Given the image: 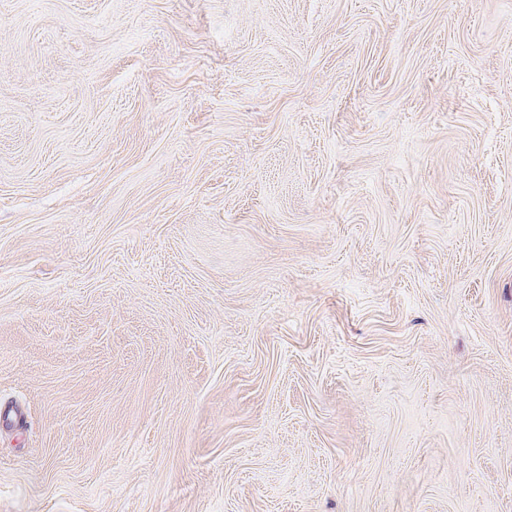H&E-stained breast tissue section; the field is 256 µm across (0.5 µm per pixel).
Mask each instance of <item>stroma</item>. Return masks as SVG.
I'll use <instances>...</instances> for the list:
<instances>
[{
    "instance_id": "obj_1",
    "label": "stroma",
    "mask_w": 512,
    "mask_h": 512,
    "mask_svg": "<svg viewBox=\"0 0 512 512\" xmlns=\"http://www.w3.org/2000/svg\"><path fill=\"white\" fill-rule=\"evenodd\" d=\"M0 512H512V0H0Z\"/></svg>"
}]
</instances>
